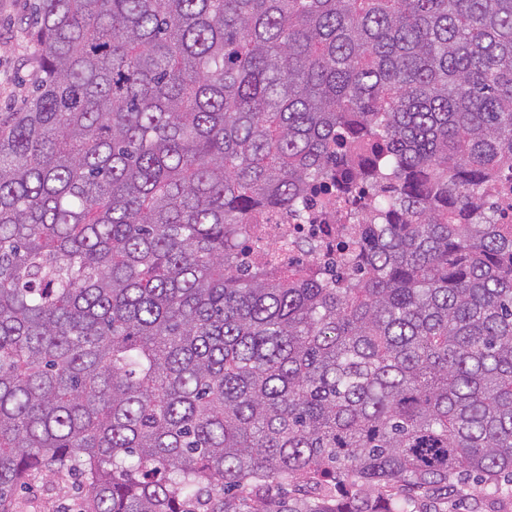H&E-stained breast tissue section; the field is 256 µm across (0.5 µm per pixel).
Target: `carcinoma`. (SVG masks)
<instances>
[{"instance_id":"carcinoma-1","label":"carcinoma","mask_w":512,"mask_h":512,"mask_svg":"<svg viewBox=\"0 0 512 512\" xmlns=\"http://www.w3.org/2000/svg\"><path fill=\"white\" fill-rule=\"evenodd\" d=\"M31 36L0 114V512L43 476L81 478L75 512L500 490L512 0H37ZM357 180L348 272L239 264L253 214Z\"/></svg>"}]
</instances>
